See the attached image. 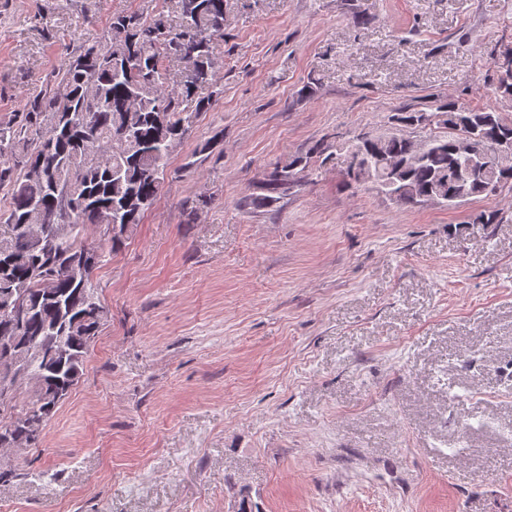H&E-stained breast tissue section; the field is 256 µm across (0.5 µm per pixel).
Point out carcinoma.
<instances>
[{"label": "carcinoma", "instance_id": "carcinoma-1", "mask_svg": "<svg viewBox=\"0 0 512 512\" xmlns=\"http://www.w3.org/2000/svg\"><path fill=\"white\" fill-rule=\"evenodd\" d=\"M224 2L168 0L178 24H164L165 31L151 41L137 38L126 23L153 25L157 19L137 12L113 16L107 34L68 57L57 74L58 89L34 92L24 111L0 122V188L9 195L0 210V261H8L7 271L0 272V336L50 344L60 334L53 327L63 313L82 326L65 357L31 365L33 389L5 397L10 405L0 407V431L12 432L18 444L29 442L32 428L55 416L67 397L60 384L76 385L90 348L87 337L98 336L108 317L92 306L100 303L95 280L81 287L68 275L69 261L86 248V226L99 229L103 257L121 248L158 196L168 144L183 141L197 115L221 94ZM179 43L188 45L196 67L170 89L165 61L178 58ZM114 57L130 66L112 70ZM499 69L495 90L512 102V66L501 63ZM417 118L448 128V134L431 137L419 160L412 159L413 140L404 135L357 139L349 166L358 159L366 163L361 181L379 180L394 167L399 177L385 195L402 206L429 195L453 206L512 182V152L481 171L485 149L512 141L511 117L448 102ZM459 125L468 128L476 146L471 156L457 151ZM34 169L43 176H32ZM117 207L126 208V221L108 238L105 227ZM18 301L31 308L19 329L8 315Z\"/></svg>", "mask_w": 512, "mask_h": 512}]
</instances>
